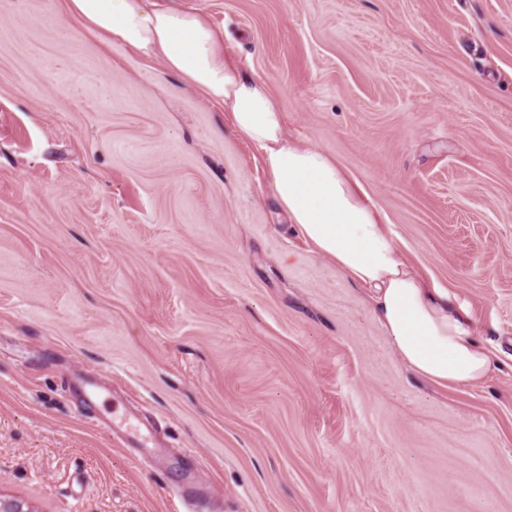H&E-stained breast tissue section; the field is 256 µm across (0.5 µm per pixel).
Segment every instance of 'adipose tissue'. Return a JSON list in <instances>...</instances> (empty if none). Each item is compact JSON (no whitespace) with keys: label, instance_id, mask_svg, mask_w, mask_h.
I'll return each instance as SVG.
<instances>
[{"label":"adipose tissue","instance_id":"adipose-tissue-1","mask_svg":"<svg viewBox=\"0 0 512 512\" xmlns=\"http://www.w3.org/2000/svg\"><path fill=\"white\" fill-rule=\"evenodd\" d=\"M69 15L113 44L160 58L256 145L290 224L315 251L365 286L401 362L440 386L483 382L493 368L471 315L409 265L368 198L335 159L289 139L279 99L224 50V33L198 12L159 0H66Z\"/></svg>","mask_w":512,"mask_h":512}]
</instances>
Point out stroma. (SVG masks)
<instances>
[{
  "label": "stroma",
  "mask_w": 512,
  "mask_h": 512,
  "mask_svg": "<svg viewBox=\"0 0 512 512\" xmlns=\"http://www.w3.org/2000/svg\"><path fill=\"white\" fill-rule=\"evenodd\" d=\"M336 159L494 368L411 373L259 149L64 0H0V497L27 512H512V0H176ZM153 425L143 449L88 418Z\"/></svg>",
  "instance_id": "obj_1"
}]
</instances>
